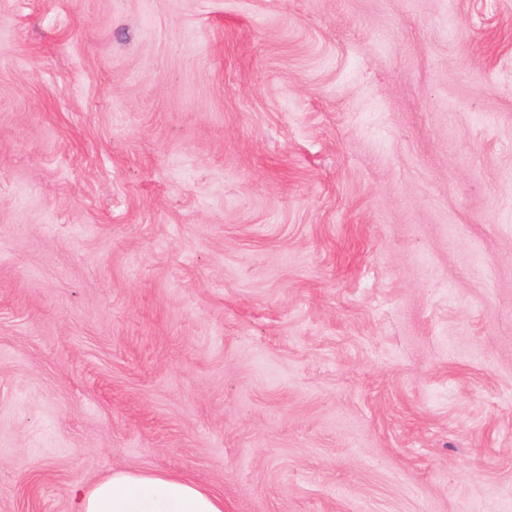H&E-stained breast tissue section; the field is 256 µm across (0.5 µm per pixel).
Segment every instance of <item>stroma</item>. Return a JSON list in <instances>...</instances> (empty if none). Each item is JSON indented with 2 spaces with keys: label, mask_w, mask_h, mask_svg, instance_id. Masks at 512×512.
Returning a JSON list of instances; mask_svg holds the SVG:
<instances>
[{
  "label": "stroma",
  "mask_w": 512,
  "mask_h": 512,
  "mask_svg": "<svg viewBox=\"0 0 512 512\" xmlns=\"http://www.w3.org/2000/svg\"><path fill=\"white\" fill-rule=\"evenodd\" d=\"M512 512V0H0V512ZM72 512H224V497L164 473L112 470L95 484L70 486Z\"/></svg>",
  "instance_id": "35a3bbf8"
}]
</instances>
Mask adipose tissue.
Listing matches in <instances>:
<instances>
[{
  "mask_svg": "<svg viewBox=\"0 0 512 512\" xmlns=\"http://www.w3.org/2000/svg\"><path fill=\"white\" fill-rule=\"evenodd\" d=\"M73 512H224V499L164 473L117 469L95 484L74 480Z\"/></svg>",
  "mask_w": 512,
  "mask_h": 512,
  "instance_id": "1",
  "label": "adipose tissue"
}]
</instances>
